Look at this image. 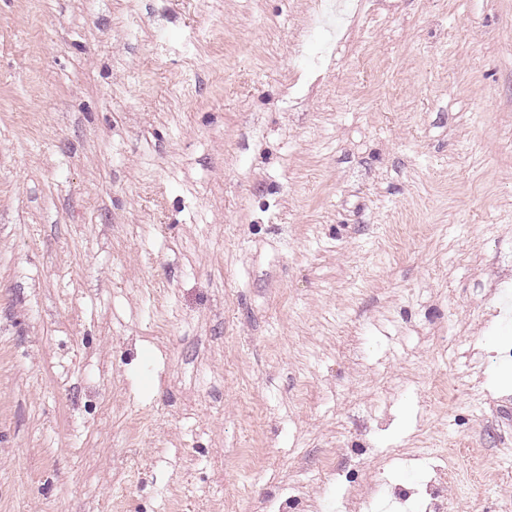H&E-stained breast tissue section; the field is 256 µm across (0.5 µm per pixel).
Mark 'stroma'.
I'll return each mask as SVG.
<instances>
[{"label":"stroma","mask_w":512,"mask_h":512,"mask_svg":"<svg viewBox=\"0 0 512 512\" xmlns=\"http://www.w3.org/2000/svg\"><path fill=\"white\" fill-rule=\"evenodd\" d=\"M314 7L0 0V512H512V0ZM454 460L441 456L428 465L429 478L416 492V509L419 512H446L440 500V488L455 476Z\"/></svg>","instance_id":"stroma-1"}]
</instances>
